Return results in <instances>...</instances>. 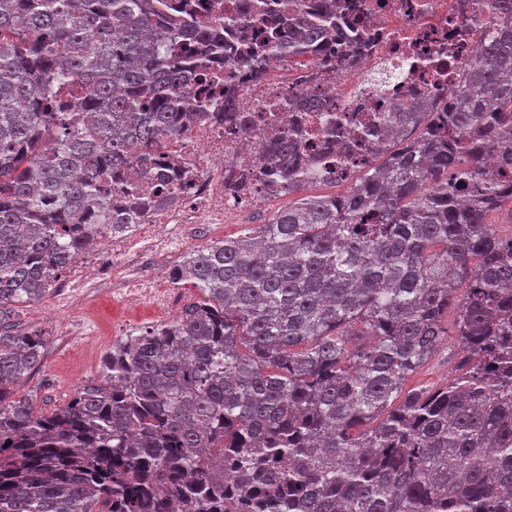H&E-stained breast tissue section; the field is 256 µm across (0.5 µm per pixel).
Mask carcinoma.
<instances>
[{"mask_svg": "<svg viewBox=\"0 0 512 512\" xmlns=\"http://www.w3.org/2000/svg\"><path fill=\"white\" fill-rule=\"evenodd\" d=\"M295 2L212 20L191 0H0V512H512V234L490 220L512 204V0H490L504 22L453 104L398 105L384 142L338 119L340 149L310 162L274 126L256 181L348 192L188 255L170 277L200 298L65 405L17 393L46 338L5 316L125 231L119 211L175 202L163 175L114 209L108 179L207 113L186 85L214 87V54L258 78L356 43L352 0ZM223 116L248 121L231 90ZM446 336L456 373L403 391Z\"/></svg>", "mask_w": 512, "mask_h": 512, "instance_id": "cac0c4a2", "label": "carcinoma"}]
</instances>
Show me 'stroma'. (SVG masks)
Segmentation results:
<instances>
[{
  "label": "stroma",
  "instance_id": "1",
  "mask_svg": "<svg viewBox=\"0 0 512 512\" xmlns=\"http://www.w3.org/2000/svg\"><path fill=\"white\" fill-rule=\"evenodd\" d=\"M298 199V194H286L263 206L244 209L229 216L223 233L208 234L191 242L189 248L195 251L221 237L238 236L293 206ZM114 312L112 294L106 290L77 298L69 308L58 305L55 296L50 295L39 303L14 309V321L21 327L42 331L48 339L41 365L21 383L20 392L32 396L37 408L50 412L67 403L79 385L98 377L102 358L117 342L112 334ZM460 358L461 351L453 340L442 341L430 360L407 379L406 389L443 383Z\"/></svg>",
  "mask_w": 512,
  "mask_h": 512
}]
</instances>
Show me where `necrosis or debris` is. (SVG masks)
I'll return each instance as SVG.
<instances>
[{
	"mask_svg": "<svg viewBox=\"0 0 512 512\" xmlns=\"http://www.w3.org/2000/svg\"><path fill=\"white\" fill-rule=\"evenodd\" d=\"M362 15L356 61L342 69L324 67L314 56L299 61L280 56L254 80L242 62L221 64L220 77L240 90L250 122L240 127L216 119L224 97L214 95L209 118L169 138L158 154L180 176L176 204L150 211L131 232L98 237L111 262L98 271L76 259L70 291L114 284L127 304L149 302L168 310L167 263L179 258L191 231L199 225L220 228L225 216L269 198L268 190L251 182L231 195L224 184L238 171L264 163L271 123L300 121L319 130L331 113L367 122L404 102L438 100L457 89L467 63L498 27L487 0H362ZM297 95L322 98L324 110L296 112Z\"/></svg>",
	"mask_w": 512,
	"mask_h": 512,
	"instance_id": "obj_1",
	"label": "necrosis or debris"
}]
</instances>
